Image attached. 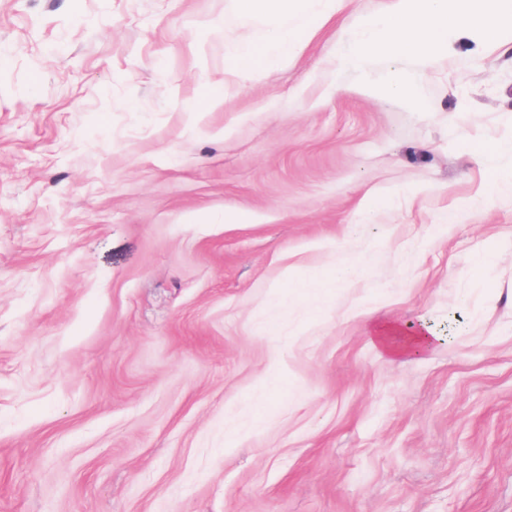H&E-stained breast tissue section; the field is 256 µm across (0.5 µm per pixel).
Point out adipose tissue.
<instances>
[{
    "instance_id": "1",
    "label": "adipose tissue",
    "mask_w": 512,
    "mask_h": 512,
    "mask_svg": "<svg viewBox=\"0 0 512 512\" xmlns=\"http://www.w3.org/2000/svg\"><path fill=\"white\" fill-rule=\"evenodd\" d=\"M252 10H262L274 22L270 36L260 42L242 40L228 53L225 76L259 74L287 63L300 54L336 14L337 0H243ZM474 158L485 165L491 184L512 181V166L504 167L500 158L512 157V139L481 138L467 143Z\"/></svg>"
}]
</instances>
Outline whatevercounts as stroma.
Segmentation results:
<instances>
[{
  "label": "stroma",
  "mask_w": 512,
  "mask_h": 512,
  "mask_svg": "<svg viewBox=\"0 0 512 512\" xmlns=\"http://www.w3.org/2000/svg\"><path fill=\"white\" fill-rule=\"evenodd\" d=\"M386 3L221 89L239 0H0V512H512V49L370 97ZM466 148L477 161L486 166L492 185L512 181V166L493 164L497 159L512 157V139L481 138L468 142Z\"/></svg>",
  "instance_id": "35a3bbf8"
}]
</instances>
